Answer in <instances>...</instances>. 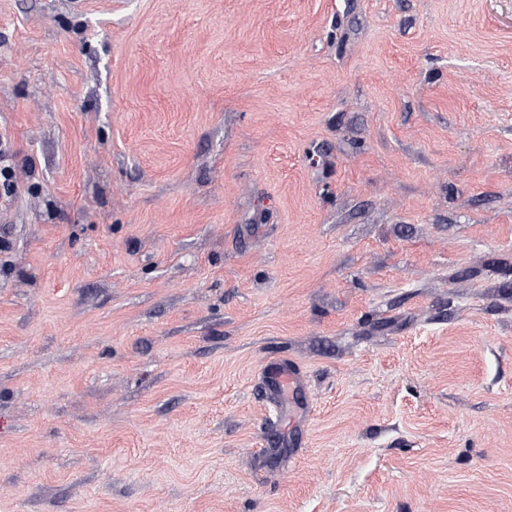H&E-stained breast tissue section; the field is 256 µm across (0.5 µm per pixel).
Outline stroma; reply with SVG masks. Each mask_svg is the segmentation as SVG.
<instances>
[{
    "label": "stroma",
    "mask_w": 512,
    "mask_h": 512,
    "mask_svg": "<svg viewBox=\"0 0 512 512\" xmlns=\"http://www.w3.org/2000/svg\"><path fill=\"white\" fill-rule=\"evenodd\" d=\"M0 139V512H512V0H0ZM263 374L267 389L279 397L300 389L302 385L300 370L289 362L267 363L263 369Z\"/></svg>",
    "instance_id": "1"
}]
</instances>
